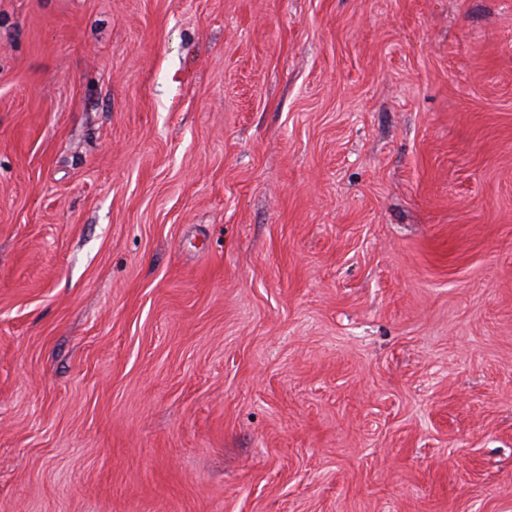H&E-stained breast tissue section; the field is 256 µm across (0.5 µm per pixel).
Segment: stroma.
Returning <instances> with one entry per match:
<instances>
[{"instance_id":"obj_1","label":"stroma","mask_w":512,"mask_h":512,"mask_svg":"<svg viewBox=\"0 0 512 512\" xmlns=\"http://www.w3.org/2000/svg\"><path fill=\"white\" fill-rule=\"evenodd\" d=\"M0 512H512V0H0Z\"/></svg>"}]
</instances>
